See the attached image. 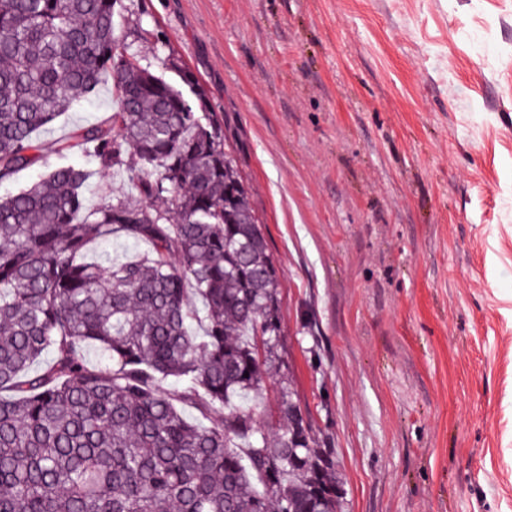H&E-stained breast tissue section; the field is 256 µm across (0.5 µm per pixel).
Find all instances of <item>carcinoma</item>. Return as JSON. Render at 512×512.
Returning a JSON list of instances; mask_svg holds the SVG:
<instances>
[{"label": "carcinoma", "instance_id": "cac0c4a2", "mask_svg": "<svg viewBox=\"0 0 512 512\" xmlns=\"http://www.w3.org/2000/svg\"><path fill=\"white\" fill-rule=\"evenodd\" d=\"M119 2L0 0V182L88 158L0 198V512H345L301 412L265 436L241 410L280 335L278 270L204 86L142 66ZM108 79L109 123L36 137ZM110 170L141 201L86 207ZM117 237L148 249L100 265L90 246Z\"/></svg>", "mask_w": 512, "mask_h": 512}]
</instances>
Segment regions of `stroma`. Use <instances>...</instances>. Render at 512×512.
I'll return each instance as SVG.
<instances>
[{
    "label": "stroma",
    "instance_id": "stroma-1",
    "mask_svg": "<svg viewBox=\"0 0 512 512\" xmlns=\"http://www.w3.org/2000/svg\"><path fill=\"white\" fill-rule=\"evenodd\" d=\"M142 65L193 70L265 224L281 400L348 512H512V0H123ZM112 86L47 129L103 122Z\"/></svg>",
    "mask_w": 512,
    "mask_h": 512
}]
</instances>
